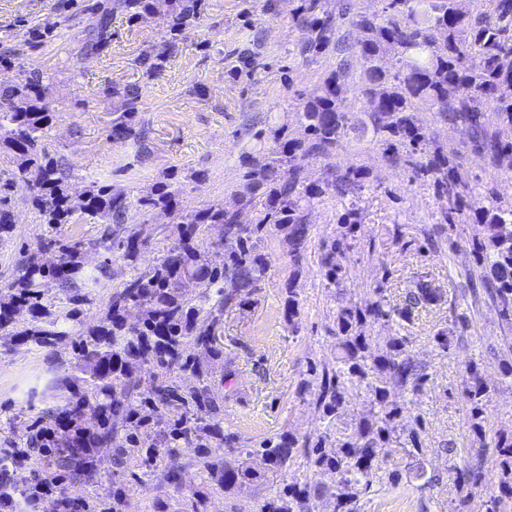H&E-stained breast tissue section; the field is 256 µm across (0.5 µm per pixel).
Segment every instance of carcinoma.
<instances>
[{
    "label": "carcinoma",
    "instance_id": "carcinoma-1",
    "mask_svg": "<svg viewBox=\"0 0 512 512\" xmlns=\"http://www.w3.org/2000/svg\"><path fill=\"white\" fill-rule=\"evenodd\" d=\"M205 0H112L99 7L86 29L81 47L85 56H101L112 47L113 15H125L132 26L159 22L164 40L142 51L137 67L142 76L153 79L162 74L185 31L203 19ZM263 14L280 17L288 13L290 22L303 33L299 51L317 57L327 52L352 53L362 63V95L367 100L374 131L380 133L398 160V147L409 148L407 163L429 176L449 211H460L459 179L448 154L421 148L427 141L414 113L427 109L444 118L467 124L478 142L489 150L492 162L512 168V0H497V20L473 16L462 0H388L385 14L352 11L342 0L338 13L323 8V0H263ZM357 31L349 45L340 32L344 22ZM249 45L235 52L236 65L229 75H254L264 67L259 47L261 30L252 28ZM348 72L339 67L323 75L302 105L305 136H288L286 128L269 131L270 145L258 158L248 162L243 174L244 191L231 206L183 203L184 185L171 173L149 196L131 200L124 188L91 184L73 195L66 187L70 172L58 160L47 157L44 137L53 120L50 87L39 74L20 72L17 81L0 85V146L10 153L15 168H0V233L14 224L10 191L15 178L27 184L31 202L42 223L54 234L44 238L39 252L52 250L57 262L47 265L32 256L17 270L7 300L0 299V333L51 346L64 332L51 318L43 303L42 286L53 280L63 288L78 290L75 301L86 302L79 293L86 287L82 244L67 242L58 234L62 224L125 223L135 206L143 212L162 210L175 224L176 238L157 258L156 264L141 271L136 264L145 244L138 232L123 228L122 234L103 231L97 245L133 267V273L112 293L102 325L88 331L75 343L78 368L89 376L96 390L94 399L80 396L70 412L52 416L53 427L61 434L53 441L41 436L37 452L55 466L59 489L66 493V477H80L92 467L90 451L112 439L116 426L128 429L126 447L117 449L114 466L121 468L130 456L145 455L147 461L172 444H183L206 456L209 449L232 448L240 462L217 465L204 461L217 485L226 492L245 493L258 483L261 474L248 464L261 455L267 469L285 473L302 457L306 465L336 476L330 492L333 512H359V499L370 493L373 484L395 471L386 467L383 448L411 447L424 455L420 430L401 436V407L394 390H421L426 377L408 353L407 337L394 336L385 347H373L370 327L396 317L409 321L416 309L438 303L443 293L423 282L409 292L404 306L390 305L384 290L362 303H350L336 312L334 365L323 367L321 375L302 383L314 393L312 403L326 422L325 432L304 441L291 433L266 439L260 446L240 444L215 422L220 406L211 396L200 354H221L218 339L224 312L250 303V296L269 269L264 242L276 236L287 247L292 271L285 288L284 307L288 323L295 324L298 298L294 288L304 253L308 248L310 225L307 211L320 201L326 190L306 183L304 161L335 151L352 129L345 98ZM104 93L112 99L109 137L116 142L145 140L141 112L140 85L112 83ZM496 116L491 132L484 112ZM361 173L347 167L334 178L337 193L346 195L361 188ZM264 199L252 222L242 224L240 211ZM478 241L489 251L490 277L481 288L499 307L501 317L512 322V209L492 206L480 211ZM211 224L224 228L221 246L224 256L215 261L197 246V240ZM358 212L351 208L340 217L336 238L322 244L320 264L327 284L336 286L347 273V253L356 240ZM186 280L195 281L202 291L192 304L181 291ZM24 308L30 327L13 331L15 313ZM138 312L135 325L127 324L129 311ZM152 365L161 377L146 392L135 391L133 370ZM189 371L195 383L172 382L167 373L174 368ZM367 395L368 414L353 424L343 421L348 392ZM468 409V428L477 441L486 443L484 413L491 396L478 364L467 367L461 389ZM493 453L499 468V490L512 496V436L492 437ZM457 504L453 512H464L473 490L484 479L481 460L463 457L453 464ZM320 489L309 484H288L266 500L261 512H315Z\"/></svg>",
    "mask_w": 512,
    "mask_h": 512
}]
</instances>
